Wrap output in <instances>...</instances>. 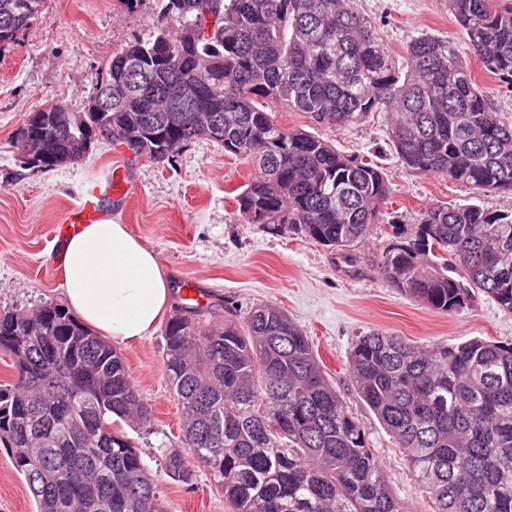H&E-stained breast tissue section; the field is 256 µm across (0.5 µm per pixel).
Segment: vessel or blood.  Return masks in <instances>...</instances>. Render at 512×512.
Wrapping results in <instances>:
<instances>
[{"mask_svg":"<svg viewBox=\"0 0 512 512\" xmlns=\"http://www.w3.org/2000/svg\"><path fill=\"white\" fill-rule=\"evenodd\" d=\"M129 191L130 182L125 169L115 168L105 182L86 191L79 204L70 207L64 213L60 223L54 228L55 236L64 242L79 233L85 225L99 222L105 215V200L125 201Z\"/></svg>","mask_w":512,"mask_h":512,"instance_id":"vessel-or-blood-1","label":"vessel or blood"}]
</instances>
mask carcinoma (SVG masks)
<instances>
[{"label":"carcinoma","instance_id":"carcinoma-1","mask_svg":"<svg viewBox=\"0 0 512 512\" xmlns=\"http://www.w3.org/2000/svg\"><path fill=\"white\" fill-rule=\"evenodd\" d=\"M41 2L0 0V41L10 38L0 51ZM448 12L512 89V0H448ZM108 80L126 87L110 112L44 107L52 155L76 162L73 136L149 160L161 144L172 157L195 139L216 142L257 170L235 196L249 223L289 228L348 263L379 221L384 173L302 128H280L271 103L328 127L385 112L407 168L512 193V124L456 43L423 33L397 53L355 0H166L148 39L112 53ZM399 235L393 227L379 256L393 287L448 314L474 291L512 312V213L436 205L414 239ZM209 316L183 306L165 327L185 450L161 449L164 473L191 484L204 467L233 512H405L303 330L270 304L240 325ZM0 353L16 373L0 382V446L35 512H168L140 452L113 426L115 417L146 424L150 411L112 343L46 303L0 313ZM350 365L436 512H512V344L426 347L369 331Z\"/></svg>","mask_w":512,"mask_h":512}]
</instances>
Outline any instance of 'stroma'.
Wrapping results in <instances>:
<instances>
[{
  "label": "stroma",
  "mask_w": 512,
  "mask_h": 512,
  "mask_svg": "<svg viewBox=\"0 0 512 512\" xmlns=\"http://www.w3.org/2000/svg\"><path fill=\"white\" fill-rule=\"evenodd\" d=\"M162 0H43L41 15L16 45L0 52V312L62 303L63 275L55 262L51 228L87 186L104 182L125 165L133 184L111 215L127 224L157 257L182 304L179 279L209 292L215 325L239 320L251 307L271 304L288 313L309 336L327 378L359 419L368 448L380 461L395 497L408 512H433L430 495L414 480L406 455L357 393L349 356L357 336L378 330L417 346L469 339L512 343V313L484 294L457 315L433 310L391 286L377 266L391 227L413 236L421 213L434 205H477L512 211L508 193H476L448 178L412 171L394 154L384 113L358 126L328 128L305 115L272 107L275 124L302 127L348 155H369L382 167L389 196L371 237L353 251V263L321 243L289 231L246 223L232 192L251 178V165L206 139L189 143L170 161L134 157L125 146L101 141L81 160L45 170L24 164L15 146L31 112L45 104L85 111L113 51L149 37ZM358 7L394 48L428 32L456 42L472 75L505 122H512V93L482 68L445 0H358ZM164 323L149 336L118 344L132 382L151 411L140 426L121 422L149 471L159 478L169 512H231L208 472L186 485L165 476L158 455L183 445L181 408L163 358ZM22 475L0 447V512H34Z\"/></svg>",
  "instance_id": "stroma-1"
}]
</instances>
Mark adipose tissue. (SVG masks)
Instances as JSON below:
<instances>
[{
	"instance_id": "1",
	"label": "adipose tissue",
	"mask_w": 512,
	"mask_h": 512,
	"mask_svg": "<svg viewBox=\"0 0 512 512\" xmlns=\"http://www.w3.org/2000/svg\"><path fill=\"white\" fill-rule=\"evenodd\" d=\"M62 267L68 308L112 340L147 336L169 304L155 254L112 218L70 238Z\"/></svg>"
}]
</instances>
